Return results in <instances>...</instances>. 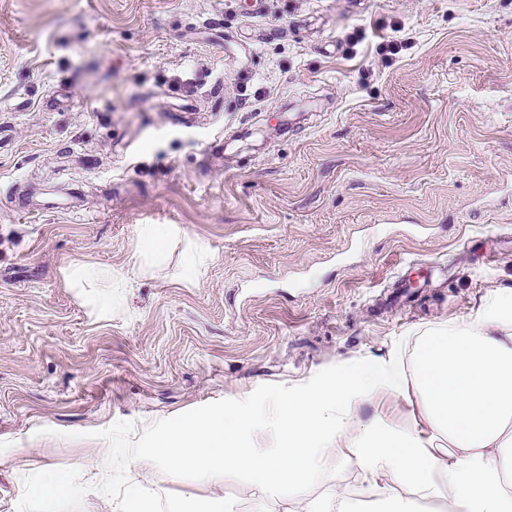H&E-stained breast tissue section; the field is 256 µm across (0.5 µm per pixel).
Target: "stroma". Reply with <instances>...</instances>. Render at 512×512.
<instances>
[{"label": "stroma", "instance_id": "stroma-1", "mask_svg": "<svg viewBox=\"0 0 512 512\" xmlns=\"http://www.w3.org/2000/svg\"><path fill=\"white\" fill-rule=\"evenodd\" d=\"M73 194L81 212H40ZM144 224L183 233L148 271ZM188 237L214 254L192 282ZM76 262L129 276L111 316L67 285ZM506 288L512 0H0V512L104 451L111 493L87 480L43 512H110L133 483L158 512L338 491L378 512L340 459L283 502L127 454L179 417L412 362ZM170 512H234L233 506L224 500L200 501L182 498L170 505Z\"/></svg>", "mask_w": 512, "mask_h": 512}]
</instances>
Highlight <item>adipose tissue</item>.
I'll return each mask as SVG.
<instances>
[{
  "label": "adipose tissue",
  "mask_w": 512,
  "mask_h": 512,
  "mask_svg": "<svg viewBox=\"0 0 512 512\" xmlns=\"http://www.w3.org/2000/svg\"><path fill=\"white\" fill-rule=\"evenodd\" d=\"M174 226L146 224L139 231L137 260H164ZM69 283H105L96 303L112 311L111 289L127 285L119 271L72 266ZM417 396L412 426L382 419L360 422L357 404L384 394ZM271 429L277 446L257 447L256 431ZM365 473L364 492L393 500L391 512H410L400 496L443 501V512H512V289L464 324L439 326L420 337L413 368L399 357L336 373L315 387L294 389L266 414L242 407L171 423L152 447L137 449L139 469L167 467L172 477L191 472L218 485L241 469L265 490L288 499L304 495V478L338 455ZM75 484L53 470L38 472L26 491L31 512L76 494Z\"/></svg>",
  "instance_id": "ef3b65f1"
}]
</instances>
